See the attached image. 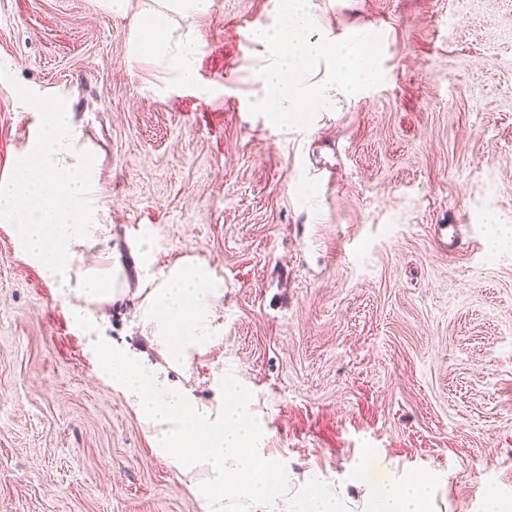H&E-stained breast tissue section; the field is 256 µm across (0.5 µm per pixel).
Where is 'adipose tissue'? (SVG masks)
Instances as JSON below:
<instances>
[{
    "label": "adipose tissue",
    "mask_w": 512,
    "mask_h": 512,
    "mask_svg": "<svg viewBox=\"0 0 512 512\" xmlns=\"http://www.w3.org/2000/svg\"><path fill=\"white\" fill-rule=\"evenodd\" d=\"M212 0H142L129 45L163 79L197 82L200 40L195 19ZM252 39L264 53L258 111L278 123L302 112H332L384 76L370 50L371 33L335 35L319 29L313 0H280L277 18L257 24ZM38 132L0 183V224L17 229L18 246L70 306L74 322L94 331V308L125 298L117 255L100 253L83 263L107 227L95 159L77 130L68 105L38 99ZM156 244L139 243V322L167 366L157 368L120 346L100 348L99 369L122 390L146 424L152 445L182 475L202 471L194 484L206 512H345L340 494L312 482L303 497L287 499L288 472L261 448L264 431L245 388L219 386L220 400L206 404L169 371L186 370L213 345L220 327L214 307L224 289L205 264L185 260L156 268ZM437 488L414 477L389 478L369 488L367 512H430Z\"/></svg>",
    "instance_id": "adipose-tissue-1"
}]
</instances>
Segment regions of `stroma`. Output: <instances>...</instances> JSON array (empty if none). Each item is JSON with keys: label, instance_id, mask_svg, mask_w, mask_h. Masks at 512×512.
Instances as JSON below:
<instances>
[{"label": "stroma", "instance_id": "obj_1", "mask_svg": "<svg viewBox=\"0 0 512 512\" xmlns=\"http://www.w3.org/2000/svg\"><path fill=\"white\" fill-rule=\"evenodd\" d=\"M322 26L372 29L385 75L334 112L279 125L252 106L247 33L277 0H213L195 20L198 81L129 55L131 15L98 0H0V181L34 132V96L63 100L100 169L109 231L136 291L157 267L209 265L223 331L177 379L210 401L240 378L263 444L290 476L362 512L371 482L438 485L432 512L512 497V0H313ZM466 224L475 248L438 246ZM0 231V512H205L100 377L68 304ZM97 335L150 349L130 302ZM485 224L493 226L492 234L489 240V247L492 252L498 253L500 250L512 244V227L505 224H496L497 221L493 215L486 216Z\"/></svg>", "mask_w": 512, "mask_h": 512}]
</instances>
